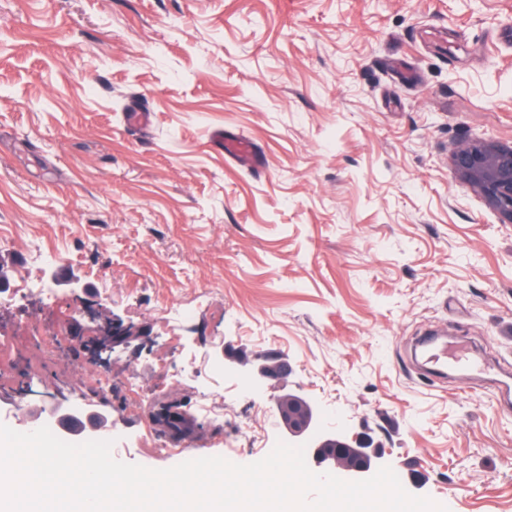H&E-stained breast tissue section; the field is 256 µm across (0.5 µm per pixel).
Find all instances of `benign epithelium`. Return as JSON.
I'll return each instance as SVG.
<instances>
[{
  "instance_id": "7a95c632",
  "label": "benign epithelium",
  "mask_w": 512,
  "mask_h": 512,
  "mask_svg": "<svg viewBox=\"0 0 512 512\" xmlns=\"http://www.w3.org/2000/svg\"><path fill=\"white\" fill-rule=\"evenodd\" d=\"M451 166L455 175L498 214L501 223L512 224V145L474 138L452 151ZM96 335L94 341L81 335L71 337V341L75 347L101 359L111 344L146 338L145 332L115 317L97 325ZM291 371L285 357H258L248 373L250 381L270 385L286 378ZM272 410L289 442L305 445L310 462L320 472L359 480L383 466L384 449L373 445L367 437L324 428L322 415L311 399L283 393L274 398Z\"/></svg>"
}]
</instances>
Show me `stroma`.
<instances>
[{"label": "stroma", "instance_id": "1", "mask_svg": "<svg viewBox=\"0 0 512 512\" xmlns=\"http://www.w3.org/2000/svg\"><path fill=\"white\" fill-rule=\"evenodd\" d=\"M136 95L144 132L124 127ZM216 127L266 170L216 150ZM473 137L512 143V0H0V423L23 433L41 407L93 399L108 369L116 460L178 465L150 447L154 405L175 401L192 457L249 464L294 391L381 445L410 494L512 512V224L451 170ZM35 242L65 255L63 307L10 298ZM92 309L147 341L93 360L71 342ZM434 330L478 369L423 375ZM228 347L292 372L244 392ZM184 356L202 387L163 384Z\"/></svg>", "mask_w": 512, "mask_h": 512}]
</instances>
